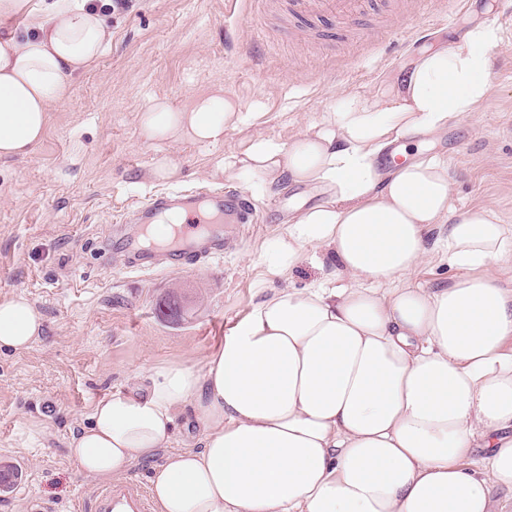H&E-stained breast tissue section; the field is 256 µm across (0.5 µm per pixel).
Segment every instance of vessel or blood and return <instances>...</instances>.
Masks as SVG:
<instances>
[{
  "label": "vessel or blood",
  "instance_id": "1",
  "mask_svg": "<svg viewBox=\"0 0 512 512\" xmlns=\"http://www.w3.org/2000/svg\"><path fill=\"white\" fill-rule=\"evenodd\" d=\"M294 6L300 12L320 19L331 18L345 26L351 25L360 12L358 0H295ZM171 209L184 213L187 224L174 227L162 248L146 246L143 238L152 224ZM253 211L252 202L237 192L199 188L167 191L136 206L134 228L116 233V254L125 269L140 272L163 264L179 268L219 259L243 235ZM87 509L88 512H154V504L143 486L130 480L99 488Z\"/></svg>",
  "mask_w": 512,
  "mask_h": 512
}]
</instances>
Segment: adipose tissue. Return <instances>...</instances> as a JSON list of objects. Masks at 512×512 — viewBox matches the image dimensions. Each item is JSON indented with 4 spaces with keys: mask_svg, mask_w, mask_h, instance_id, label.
Wrapping results in <instances>:
<instances>
[{
    "mask_svg": "<svg viewBox=\"0 0 512 512\" xmlns=\"http://www.w3.org/2000/svg\"><path fill=\"white\" fill-rule=\"evenodd\" d=\"M109 36L93 0H0V159L35 150ZM497 41L472 25L415 52L376 91L344 95L293 141L260 136L216 164V177L326 185L329 199L297 209L259 259L279 273L324 249L348 284L276 289L203 370L164 364L144 389L99 400L70 442L83 474L109 481L152 461L157 512H490L491 487L512 491V290L499 265L512 227L489 208L451 213L440 159L408 155L386 174L375 162L393 140L482 104ZM246 119L231 99L157 101L139 128L148 142L205 143ZM440 251L460 276L398 287ZM42 324L24 294L0 297L1 351L26 349ZM187 411L201 445L168 450Z\"/></svg>",
    "mask_w": 512,
    "mask_h": 512,
    "instance_id": "1",
    "label": "adipose tissue"
}]
</instances>
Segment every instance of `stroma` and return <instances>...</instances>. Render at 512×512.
Instances as JSON below:
<instances>
[{"instance_id":"obj_1","label":"stroma","mask_w":512,"mask_h":512,"mask_svg":"<svg viewBox=\"0 0 512 512\" xmlns=\"http://www.w3.org/2000/svg\"><path fill=\"white\" fill-rule=\"evenodd\" d=\"M111 38L50 113L27 157L0 160V296L25 294L43 317L27 349L0 353V463L15 478L0 512H81L99 480L81 473L68 443L106 394L137 372L205 355L271 289L333 279L329 255L280 273L259 263L296 208L328 198L321 186L212 177L219 160L257 136L288 142L320 122L345 93L383 85L418 48L491 23L489 100L422 137L425 155L448 165L452 211L492 206L512 225V0H386L362 16L360 38L336 50V24L294 18L288 0H124L107 9ZM223 90L249 112L223 140L148 143L139 117L153 101L186 108ZM177 166L169 180L151 170ZM231 187L255 205L259 224L223 259L181 269L129 272L104 261L114 221L169 188ZM178 300L182 316L156 307Z\"/></svg>"}]
</instances>
